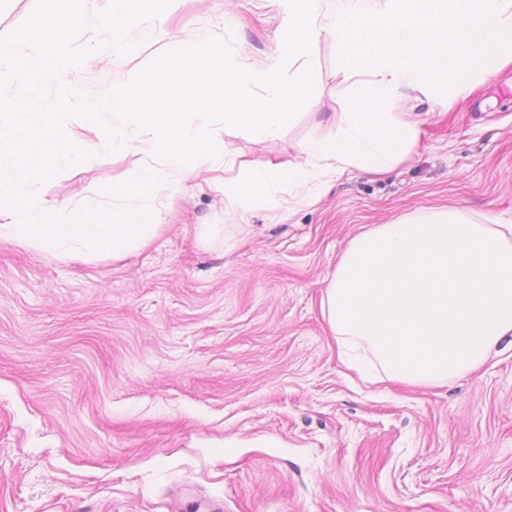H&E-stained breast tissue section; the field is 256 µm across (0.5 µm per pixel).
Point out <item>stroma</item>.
Masks as SVG:
<instances>
[{"label": "stroma", "mask_w": 512, "mask_h": 512, "mask_svg": "<svg viewBox=\"0 0 512 512\" xmlns=\"http://www.w3.org/2000/svg\"><path fill=\"white\" fill-rule=\"evenodd\" d=\"M238 61L275 55L277 0H181L175 41L224 35ZM90 56L101 91L140 69ZM313 47L314 105L275 137L224 132L239 164L300 161L340 131L353 86ZM417 135L390 172L293 190L229 226L201 179L165 194L155 235L113 258L0 241V512H512V336L476 369L418 385L352 368L322 312L352 238L459 208L512 223V66L442 101L404 89ZM141 154H100L43 187L101 202ZM235 238L225 249L223 236Z\"/></svg>", "instance_id": "1"}]
</instances>
